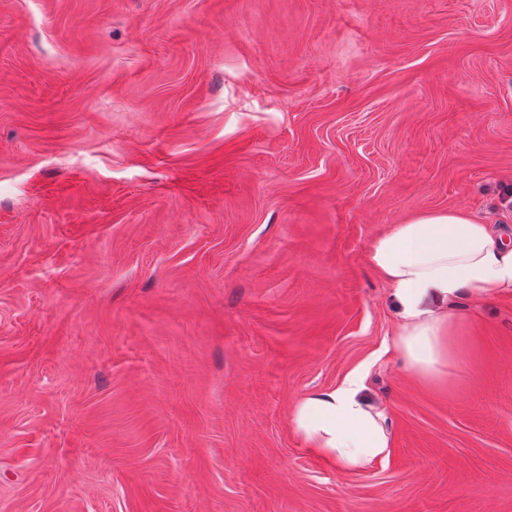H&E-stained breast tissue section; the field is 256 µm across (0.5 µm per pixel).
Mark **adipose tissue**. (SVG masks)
I'll use <instances>...</instances> for the list:
<instances>
[{
    "label": "adipose tissue",
    "mask_w": 512,
    "mask_h": 512,
    "mask_svg": "<svg viewBox=\"0 0 512 512\" xmlns=\"http://www.w3.org/2000/svg\"><path fill=\"white\" fill-rule=\"evenodd\" d=\"M367 261L398 308L393 347L409 373L427 383L444 380L458 354L463 320L449 306L512 294V241L465 210L423 212L390 225L372 241ZM365 390V374L356 370L303 394L291 409L295 432L344 473L391 453L389 417Z\"/></svg>",
    "instance_id": "ef3b65f1"
}]
</instances>
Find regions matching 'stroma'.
Returning <instances> with one entry per match:
<instances>
[{"instance_id": "1", "label": "stroma", "mask_w": 512, "mask_h": 512, "mask_svg": "<svg viewBox=\"0 0 512 512\" xmlns=\"http://www.w3.org/2000/svg\"><path fill=\"white\" fill-rule=\"evenodd\" d=\"M448 209L512 238V0H0V512H512V294L427 384L366 260ZM365 390V374L355 370L335 386L303 394L291 409L295 432L342 473L363 471L391 453L388 414Z\"/></svg>"}]
</instances>
